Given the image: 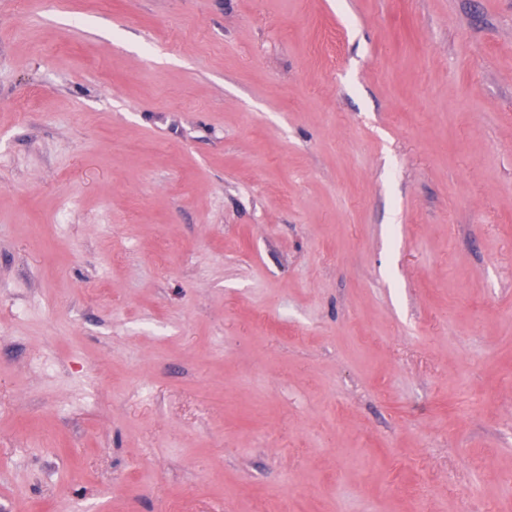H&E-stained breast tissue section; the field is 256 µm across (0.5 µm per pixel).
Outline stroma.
Segmentation results:
<instances>
[{
    "label": "stroma",
    "mask_w": 512,
    "mask_h": 512,
    "mask_svg": "<svg viewBox=\"0 0 512 512\" xmlns=\"http://www.w3.org/2000/svg\"><path fill=\"white\" fill-rule=\"evenodd\" d=\"M0 512H512V0H0Z\"/></svg>",
    "instance_id": "stroma-1"
}]
</instances>
